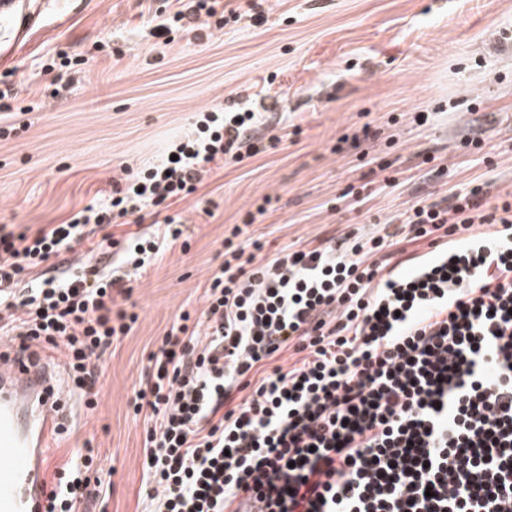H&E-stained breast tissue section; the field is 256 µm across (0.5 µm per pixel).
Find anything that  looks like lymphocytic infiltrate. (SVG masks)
Listing matches in <instances>:
<instances>
[{"label":"lymphocytic infiltrate","mask_w":512,"mask_h":512,"mask_svg":"<svg viewBox=\"0 0 512 512\" xmlns=\"http://www.w3.org/2000/svg\"><path fill=\"white\" fill-rule=\"evenodd\" d=\"M220 2L191 0L154 37L172 43L203 17L223 29ZM264 118L204 109L158 161L121 166L65 222L1 224L0 341L31 358L60 352L94 409L100 361L139 319L120 301L184 235L169 206L211 165L254 156ZM486 196L477 186L412 206L400 238L331 237L266 262L233 225L202 308L177 314L139 381L152 512H512V199ZM147 209L156 221L129 230ZM94 234L118 263L16 294L25 273ZM425 239L435 250L407 254ZM288 349L297 361L277 365ZM97 457L81 449L56 471L48 512L104 494Z\"/></svg>","instance_id":"f902f5d3"}]
</instances>
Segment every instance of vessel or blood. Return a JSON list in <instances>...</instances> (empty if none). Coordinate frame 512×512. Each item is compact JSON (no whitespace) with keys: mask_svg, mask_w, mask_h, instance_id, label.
I'll list each match as a JSON object with an SVG mask.
<instances>
[{"mask_svg":"<svg viewBox=\"0 0 512 512\" xmlns=\"http://www.w3.org/2000/svg\"><path fill=\"white\" fill-rule=\"evenodd\" d=\"M5 16L18 22L0 40V53L6 55L36 15L23 12L20 0H0V18ZM66 417L49 357L0 356V512H47L46 469L52 440Z\"/></svg>","mask_w":512,"mask_h":512,"instance_id":"obj_1","label":"vessel or blood"}]
</instances>
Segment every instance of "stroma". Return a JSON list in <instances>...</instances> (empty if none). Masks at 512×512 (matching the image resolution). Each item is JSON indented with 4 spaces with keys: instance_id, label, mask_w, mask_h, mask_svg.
I'll return each mask as SVG.
<instances>
[{
    "instance_id": "1",
    "label": "stroma",
    "mask_w": 512,
    "mask_h": 512,
    "mask_svg": "<svg viewBox=\"0 0 512 512\" xmlns=\"http://www.w3.org/2000/svg\"><path fill=\"white\" fill-rule=\"evenodd\" d=\"M224 2L223 30L163 46L150 30L173 0H52L0 56V89L25 106L43 101L41 65L57 51L106 47L43 111L0 114V128L27 124L0 137V225L17 233L92 203L119 166L156 159L203 108L258 96L276 123L257 128V155L212 169L196 199L170 206L187 221L188 250L138 280L139 320L103 362L98 406L65 400L49 471L91 446L112 481L85 512H146L145 424L132 403L180 307H201L229 227L245 226L267 261L351 231L370 237L420 200L486 182L512 194V0ZM466 138L479 147H463ZM91 246L31 270L22 287L83 266Z\"/></svg>"
}]
</instances>
